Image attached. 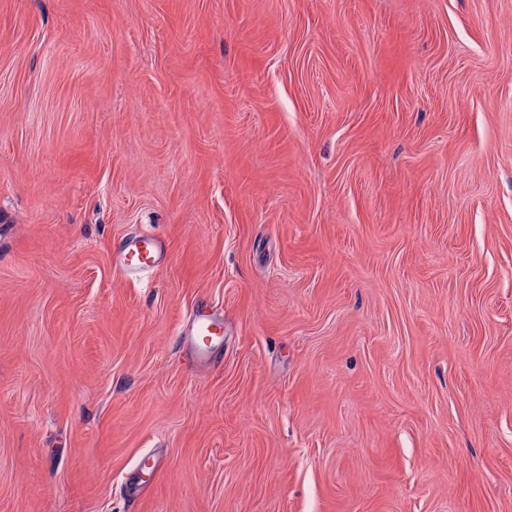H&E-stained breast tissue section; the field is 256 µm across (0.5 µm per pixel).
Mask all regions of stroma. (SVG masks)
<instances>
[{"instance_id":"35a3bbf8","label":"stroma","mask_w":512,"mask_h":512,"mask_svg":"<svg viewBox=\"0 0 512 512\" xmlns=\"http://www.w3.org/2000/svg\"><path fill=\"white\" fill-rule=\"evenodd\" d=\"M0 512H512V0H0ZM167 251V243L162 237L140 235L116 253L114 270L128 280H137L146 272L160 267ZM224 342V323L204 309L197 308L189 319L185 343L193 362L200 366L210 365L215 351Z\"/></svg>"}]
</instances>
